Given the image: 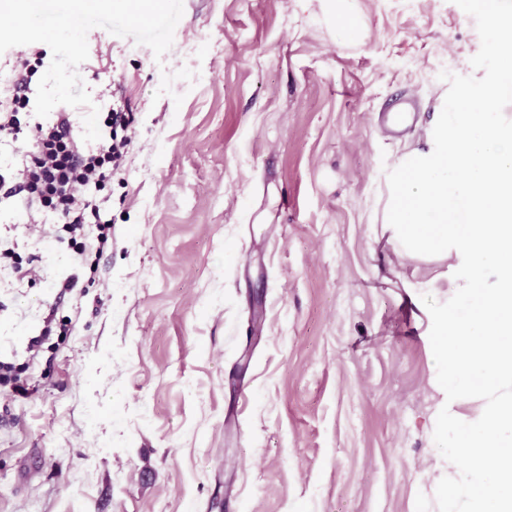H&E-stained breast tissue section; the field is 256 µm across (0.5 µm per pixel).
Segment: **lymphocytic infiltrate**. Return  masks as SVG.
Segmentation results:
<instances>
[{"instance_id":"1","label":"lymphocytic infiltrate","mask_w":512,"mask_h":512,"mask_svg":"<svg viewBox=\"0 0 512 512\" xmlns=\"http://www.w3.org/2000/svg\"><path fill=\"white\" fill-rule=\"evenodd\" d=\"M15 89L11 102L0 105V136L20 142L24 163L14 184H7L0 175V188H6L8 196L20 197L26 212L55 213L63 229L80 238V251L105 246L112 223L103 219L92 192L104 188L123 158L135 120L129 103L107 112L98 148L87 151L71 132L68 112L58 113L56 121L49 125H22L18 110L29 103L24 94L26 85L17 83ZM88 224L96 226L97 235L86 242L82 235Z\"/></svg>"}]
</instances>
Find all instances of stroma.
<instances>
[{"label":"stroma","instance_id":"1","mask_svg":"<svg viewBox=\"0 0 512 512\" xmlns=\"http://www.w3.org/2000/svg\"><path fill=\"white\" fill-rule=\"evenodd\" d=\"M163 59L96 27L93 103L130 102L90 270L0 201V512H437L448 464L422 295L447 263L383 233L441 71L472 74L454 0H183ZM416 103L398 137L380 110ZM73 291L61 293L68 277Z\"/></svg>","mask_w":512,"mask_h":512}]
</instances>
